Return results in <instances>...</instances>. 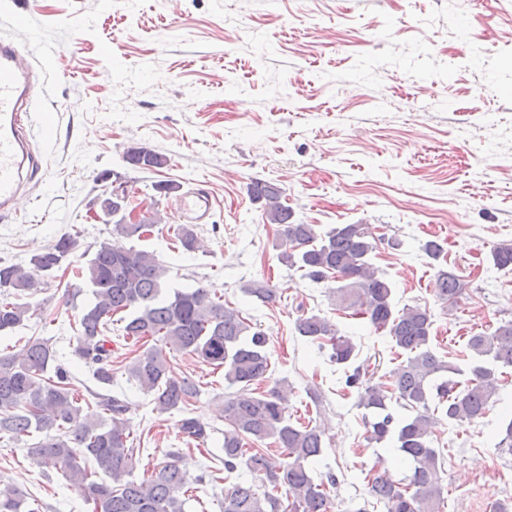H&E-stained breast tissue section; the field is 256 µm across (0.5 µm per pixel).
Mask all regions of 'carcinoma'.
<instances>
[{"label":"carcinoma","mask_w":512,"mask_h":512,"mask_svg":"<svg viewBox=\"0 0 512 512\" xmlns=\"http://www.w3.org/2000/svg\"><path fill=\"white\" fill-rule=\"evenodd\" d=\"M123 159L148 171L170 162L144 146L129 147ZM249 194L264 202L267 222L278 225L281 241L288 244L278 261L315 282L329 275L341 279L343 285L334 291L336 310L349 311L374 330L386 332L403 357L388 376L376 377L364 364H355L356 345L329 318L297 307L296 332L318 349H329L330 361L345 367L344 385L356 391L358 406L365 410L366 440L393 443L401 459L409 462L402 479L385 468L377 470L367 482L370 496L385 512H441V465L433 447L438 418L475 421L490 410L499 390V369L512 368V321L470 336L465 367L447 361L432 347L429 311L396 307L391 281L373 263L384 237L375 235L371 225L323 229L299 223L281 202L280 188L269 181H253ZM104 215L112 218L113 231L127 238L147 235L158 224L146 216L139 224L126 223L124 204L116 199ZM175 238L183 251L196 250L192 228H178ZM77 244L65 234L33 255L27 268L0 264V336L31 319L34 310L22 298L37 292ZM78 273L85 276L93 300L79 315L72 353L94 366L100 384L110 386L115 377L108 332L118 320L123 340L140 348L124 363V374L153 397L155 409L183 415L179 429L187 441L206 436L205 426L190 416L200 385L173 376L170 354H190L222 368L224 381L237 387L224 400V471L244 467L248 477L224 486L222 512H335V500L312 474L322 453L323 433L310 421H292L286 381L268 383L271 362L264 332L224 304V295L214 288L168 287L167 267L151 251L102 242ZM463 290L460 276L437 269L439 300L453 305ZM245 292L264 304L280 299L266 281L251 283ZM450 375L466 376L465 383L448 379ZM393 401L408 414L392 410ZM126 410L117 395L81 394L45 338L30 337L19 353L0 352V435L13 441L37 436L28 454L38 465L62 471L91 512H184L190 486L175 454H168L150 475L132 477L136 444L124 418ZM273 446L280 456L271 453ZM0 512L40 510L23 491L5 488L0 489Z\"/></svg>","instance_id":"carcinoma-1"}]
</instances>
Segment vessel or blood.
I'll return each instance as SVG.
<instances>
[{
  "label": "vessel or blood",
  "mask_w": 512,
  "mask_h": 512,
  "mask_svg": "<svg viewBox=\"0 0 512 512\" xmlns=\"http://www.w3.org/2000/svg\"><path fill=\"white\" fill-rule=\"evenodd\" d=\"M47 51L35 38L25 44L0 39V218L16 214L24 185L42 169L41 139L51 136L55 123L44 116L40 134L30 130L31 114L38 107L41 88L34 77ZM185 218L205 221L213 211L208 190L185 193L178 204Z\"/></svg>",
  "instance_id": "vessel-or-blood-1"
}]
</instances>
